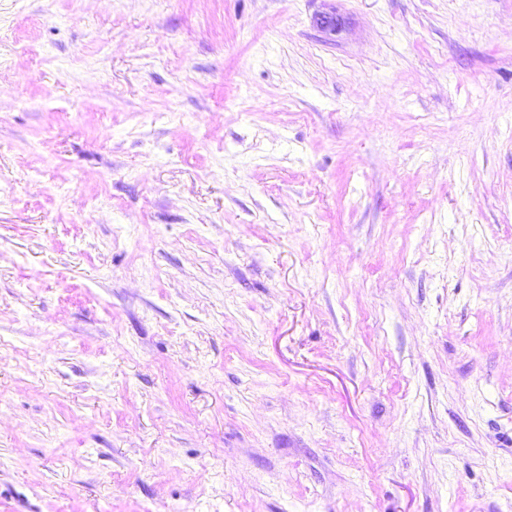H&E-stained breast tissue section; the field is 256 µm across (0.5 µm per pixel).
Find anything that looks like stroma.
<instances>
[{"label": "stroma", "instance_id": "stroma-1", "mask_svg": "<svg viewBox=\"0 0 512 512\" xmlns=\"http://www.w3.org/2000/svg\"><path fill=\"white\" fill-rule=\"evenodd\" d=\"M0 512H512V0H0Z\"/></svg>", "mask_w": 512, "mask_h": 512}]
</instances>
